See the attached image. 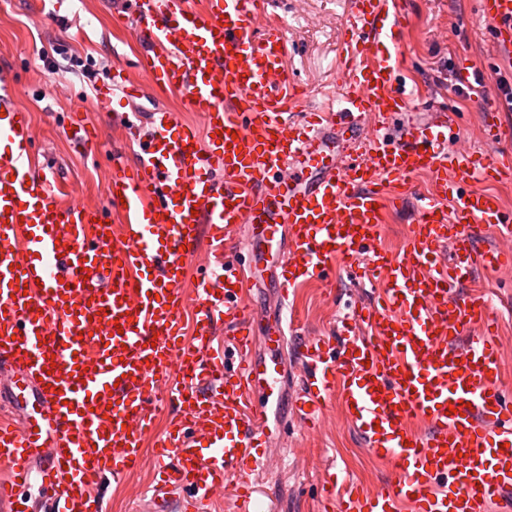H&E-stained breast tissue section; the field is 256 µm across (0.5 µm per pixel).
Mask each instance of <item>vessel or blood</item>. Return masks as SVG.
Segmentation results:
<instances>
[{
    "instance_id": "obj_1",
    "label": "vessel or blood",
    "mask_w": 512,
    "mask_h": 512,
    "mask_svg": "<svg viewBox=\"0 0 512 512\" xmlns=\"http://www.w3.org/2000/svg\"><path fill=\"white\" fill-rule=\"evenodd\" d=\"M269 4L134 0L125 21L148 45L139 68L205 120L199 129L157 109L130 125L137 157L113 155L104 207L61 199L0 70V362L20 388L10 403L32 397L40 416L34 427L0 420V512H37L16 498L34 481L50 512H102L92 488L138 469L151 436L155 512H206L220 490L236 512H263L251 475L273 441L260 393L285 375L292 327L280 318L256 337L255 274L234 253L240 231L281 248V297L332 280L340 263L382 283L373 301L350 306L337 337L304 341L289 404L310 432L338 397L368 449L397 470L393 491L327 474L322 490L339 512H512V385L489 300L463 291L478 272L512 268V212L468 189L512 164L466 145L446 110L413 118L419 92L398 85L389 51L407 0H351L341 97L294 121L302 95ZM478 12L511 63L512 0H478ZM117 92L134 100L141 86L114 75L102 109ZM505 106L495 96L480 104L488 138ZM421 173L436 193H413ZM407 205L413 218L394 252L382 228ZM485 225L501 240L481 248ZM204 240L188 340L181 285ZM168 408L169 428L155 436ZM46 446L51 458L36 465Z\"/></svg>"
}]
</instances>
